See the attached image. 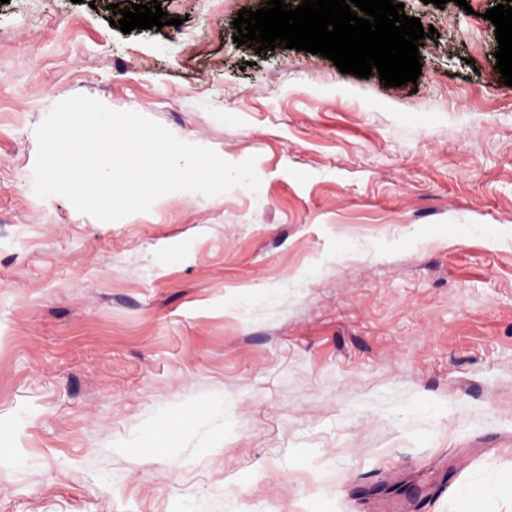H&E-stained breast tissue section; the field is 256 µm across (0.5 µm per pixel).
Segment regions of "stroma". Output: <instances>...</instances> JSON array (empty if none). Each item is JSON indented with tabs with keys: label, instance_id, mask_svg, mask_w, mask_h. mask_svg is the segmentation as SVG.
Returning <instances> with one entry per match:
<instances>
[{
	"label": "stroma",
	"instance_id": "35a3bbf8",
	"mask_svg": "<svg viewBox=\"0 0 512 512\" xmlns=\"http://www.w3.org/2000/svg\"><path fill=\"white\" fill-rule=\"evenodd\" d=\"M0 0V512H455L512 473V87L501 0H403L416 83L234 43L267 0ZM76 95L258 191L105 224L33 188Z\"/></svg>",
	"mask_w": 512,
	"mask_h": 512
}]
</instances>
